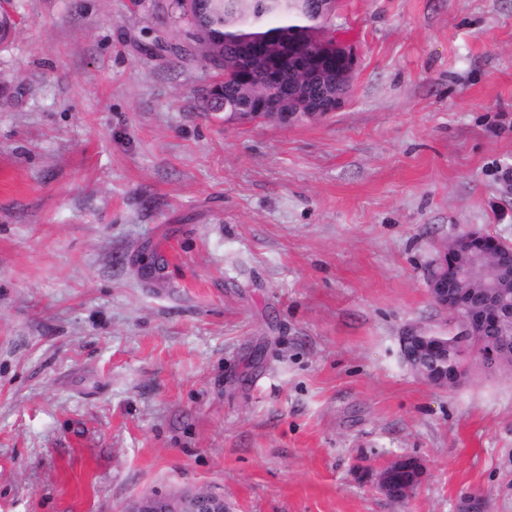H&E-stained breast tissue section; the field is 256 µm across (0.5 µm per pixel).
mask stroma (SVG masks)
Wrapping results in <instances>:
<instances>
[{
  "label": "stroma",
  "mask_w": 512,
  "mask_h": 512,
  "mask_svg": "<svg viewBox=\"0 0 512 512\" xmlns=\"http://www.w3.org/2000/svg\"><path fill=\"white\" fill-rule=\"evenodd\" d=\"M10 10L0 512H512V372L437 388L400 350L448 326V241L512 242V0H340L353 89L293 126L200 111L214 70L143 50L186 39L166 0ZM400 455L402 501L372 478ZM393 463V471L390 475H383L387 467H389ZM396 472H409L413 474L414 479V489L417 487L421 475H422V466L420 462L414 458L409 456H402L394 459L386 466L381 468L376 475V482L378 487L381 489L382 486H385L389 483L391 476ZM123 512H228L224 498L201 490L168 496H143L130 501Z\"/></svg>",
  "instance_id": "obj_1"
}]
</instances>
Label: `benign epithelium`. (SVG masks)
<instances>
[{
	"mask_svg": "<svg viewBox=\"0 0 512 512\" xmlns=\"http://www.w3.org/2000/svg\"><path fill=\"white\" fill-rule=\"evenodd\" d=\"M337 0H308L315 22L326 25L336 15ZM288 57L306 86L318 88L306 104L294 97L295 89L283 91L278 76L271 68L265 52L255 49L249 56V73L242 74L238 67L224 68V81H237L249 76L258 78L271 90V96L259 100L253 110H230L226 121L252 123L270 115L279 122L292 125L309 119L320 112L326 116L338 111L349 97L357 57L353 48L337 39L333 32H323L315 40L307 32H296V40L288 44ZM484 237L479 231L463 232L448 242V248L435 259L442 267L440 273L428 279L429 295L443 311L454 317L446 330L429 332L420 326L407 328L401 336V347L413 344L428 353L448 355V348L456 351L457 359L445 375L430 379L435 387L457 384L474 371L494 373L511 370L512 361L505 358L506 346L489 340L491 329H496L504 341L512 339V303L506 300L499 281L512 279V268L506 269L507 259L495 252L482 255L467 250V244ZM393 472L413 474L414 483L422 475L420 462L409 456L393 460ZM123 512H228L224 499L201 490L186 491L168 496H143L130 501ZM458 512H487L482 496L465 494Z\"/></svg>",
	"mask_w": 512,
	"mask_h": 512,
	"instance_id": "7a95c632",
	"label": "benign epithelium"
}]
</instances>
